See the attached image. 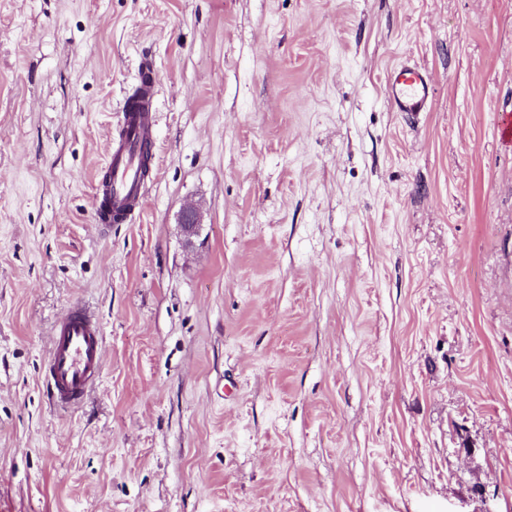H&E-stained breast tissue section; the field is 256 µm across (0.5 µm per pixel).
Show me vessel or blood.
<instances>
[{
  "label": "vessel or blood",
  "instance_id": "obj_1",
  "mask_svg": "<svg viewBox=\"0 0 512 512\" xmlns=\"http://www.w3.org/2000/svg\"><path fill=\"white\" fill-rule=\"evenodd\" d=\"M434 86L419 66L401 63L387 75V95L393 111L424 112L433 101ZM123 137L108 153L106 182L100 184L97 200H108L113 211L132 219L142 205L144 181L140 176L138 151L141 143L152 141L156 110L123 111ZM104 358V338L98 320L85 308L71 307L52 330L44 362V384L49 402L62 411L83 403L98 381Z\"/></svg>",
  "mask_w": 512,
  "mask_h": 512
}]
</instances>
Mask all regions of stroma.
<instances>
[{
    "label": "stroma",
    "instance_id": "obj_1",
    "mask_svg": "<svg viewBox=\"0 0 512 512\" xmlns=\"http://www.w3.org/2000/svg\"><path fill=\"white\" fill-rule=\"evenodd\" d=\"M144 62L151 172L104 227ZM506 109L512 0H0V512H512ZM76 303L104 366L63 414ZM386 81L387 95L393 111L413 115L425 112L431 106L433 82L421 67L400 63L389 71ZM149 80L145 81V76ZM159 75L148 67L140 71V85L147 90L148 105L139 111H129L126 99L121 106L122 131L125 134L112 144L104 171L108 174L106 182L99 185L96 194V216L99 222L105 221L100 210L101 202L107 198L113 211L124 215L125 223L130 221L142 205L144 181L140 178L138 151L141 143L151 142L156 127V109L153 105L154 93L159 83ZM103 358L98 320L83 307H71L53 327L44 362L48 401L62 411L82 404L100 378Z\"/></svg>",
    "mask_w": 512,
    "mask_h": 512
}]
</instances>
